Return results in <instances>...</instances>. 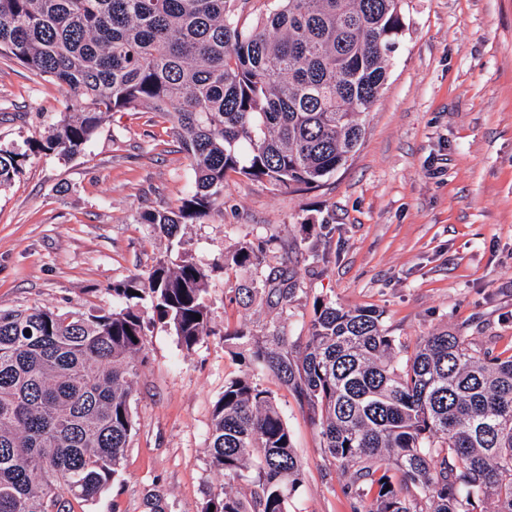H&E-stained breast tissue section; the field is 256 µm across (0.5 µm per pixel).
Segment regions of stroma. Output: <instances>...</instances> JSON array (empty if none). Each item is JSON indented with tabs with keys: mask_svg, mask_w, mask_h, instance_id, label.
<instances>
[{
	"mask_svg": "<svg viewBox=\"0 0 512 512\" xmlns=\"http://www.w3.org/2000/svg\"><path fill=\"white\" fill-rule=\"evenodd\" d=\"M403 14L362 139L319 188L233 173L201 222L174 241L153 233L141 215L174 207L195 172L170 122L144 109L107 115L80 154L31 156L0 188V310L108 307L112 282L182 250L211 272L215 335L187 351L149 326L123 473L75 512H142L157 484L170 512H200L222 482L207 452L214 405L248 369L224 326L274 322L298 348L321 297L382 311L390 335L412 345L447 329L512 354V0H404ZM65 108L56 82L0 57V148L26 151ZM303 236L317 258L292 251ZM243 240L267 242L298 271L305 292L286 312L237 300L250 273L222 264ZM260 383L303 465L288 512H351L310 412L274 377Z\"/></svg>",
	"mask_w": 512,
	"mask_h": 512,
	"instance_id": "1",
	"label": "stroma"
}]
</instances>
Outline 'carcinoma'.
Listing matches in <instances>:
<instances>
[{
	"label": "carcinoma",
	"instance_id": "1",
	"mask_svg": "<svg viewBox=\"0 0 512 512\" xmlns=\"http://www.w3.org/2000/svg\"><path fill=\"white\" fill-rule=\"evenodd\" d=\"M248 0H0V56L63 86L64 112L30 152L0 148V187L30 154L74 155L105 116L145 107L176 130L192 191L142 223L170 237L224 198L229 173L317 188L344 165L387 78L402 0H273L251 25ZM251 267L246 297L284 308L297 271L242 241L224 269ZM210 271L158 260L112 284V307L0 310V512H74L120 474L148 321L186 351L215 334ZM201 315L196 320L195 315ZM250 372L224 383L209 463L224 475L201 512H287L302 465L267 373L313 415L347 478L352 512H512V355L446 331L411 347L374 308L315 298L296 351L274 331L224 329ZM249 489L244 496L238 487ZM143 512H170L154 486Z\"/></svg>",
	"mask_w": 512,
	"mask_h": 512
}]
</instances>
